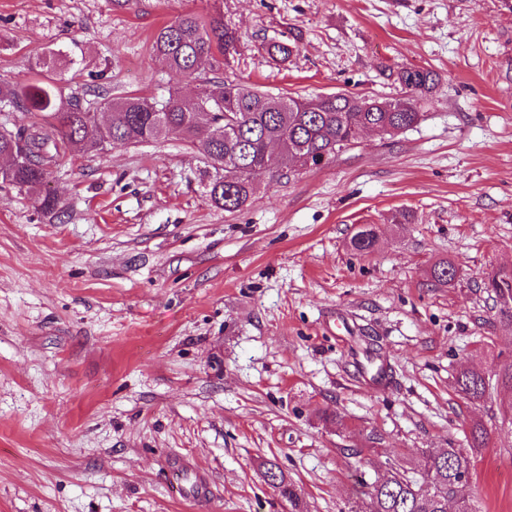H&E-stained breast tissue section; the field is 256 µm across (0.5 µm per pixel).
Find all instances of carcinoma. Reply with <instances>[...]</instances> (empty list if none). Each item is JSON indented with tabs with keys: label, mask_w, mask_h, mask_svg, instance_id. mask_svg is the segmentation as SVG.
<instances>
[{
	"label": "carcinoma",
	"mask_w": 512,
	"mask_h": 512,
	"mask_svg": "<svg viewBox=\"0 0 512 512\" xmlns=\"http://www.w3.org/2000/svg\"><path fill=\"white\" fill-rule=\"evenodd\" d=\"M239 37L224 25L221 14L180 15L155 34L152 54L182 77L200 85L193 98L169 93L165 101L146 97H106L104 108L110 122L101 123L80 97L64 95L56 85L43 80L55 58L38 54L31 70L36 78L19 87L0 83V105L19 114L21 122L0 132V159L17 156V163L0 169V183L36 195L41 213L63 221L66 205L47 189V178L68 152L103 149L117 143H150L171 131L198 148L211 166L224 175L211 183L212 201L227 212L242 209L253 194V176L263 170L296 172L318 166L357 140L358 131L388 128L401 131L417 125L423 117L420 101L432 94L439 78L427 69L401 67L396 81L405 95L395 99L337 93L316 98L273 95L228 81H216L209 73L227 66L238 54ZM296 44L272 41L266 53L286 63ZM377 241L376 231L364 227L351 238V247L369 253ZM457 276L448 260L436 263L435 281L449 284ZM492 294L495 323L512 331V270H502L487 284ZM457 392L471 403L482 401L489 384L475 370L463 367L455 374ZM467 442L471 451L444 448L421 452L422 479L405 470L378 477L367 484L370 507L366 512H476L472 471L476 452L487 446L484 424L470 426ZM264 478L287 499L290 512H308L307 504L273 461L263 463Z\"/></svg>",
	"instance_id": "obj_1"
}]
</instances>
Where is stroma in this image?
Listing matches in <instances>:
<instances>
[{
    "mask_svg": "<svg viewBox=\"0 0 512 512\" xmlns=\"http://www.w3.org/2000/svg\"><path fill=\"white\" fill-rule=\"evenodd\" d=\"M188 11L240 36L220 80L392 99L405 66L439 85L415 127L258 174L234 212L176 132L66 155L62 223L0 184V512H289L268 459L309 512H350L375 471L466 447L474 421L477 512H512V333L482 287L512 268V0H0V82L46 52L80 97L191 96L151 52ZM292 39L288 63L264 50ZM462 365L483 401L456 391ZM455 386L463 398L475 403L485 398L489 384L485 377L477 371L463 367L455 374ZM262 467L264 469V478L269 485L277 489L279 494L287 499L291 508L290 512H308L307 504L297 492L295 485L288 482V478L275 462L266 460Z\"/></svg>",
    "mask_w": 512,
    "mask_h": 512,
    "instance_id": "35a3bbf8",
    "label": "stroma"
}]
</instances>
